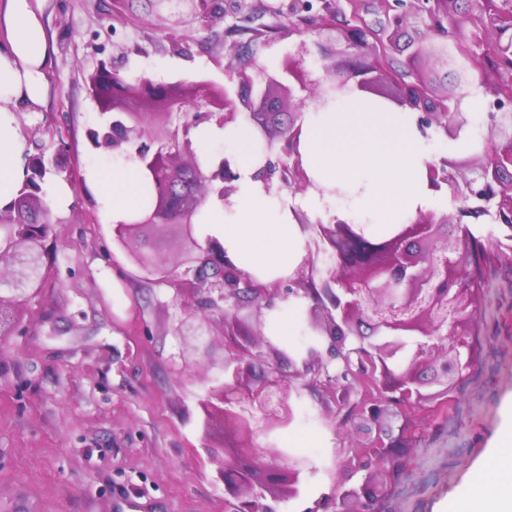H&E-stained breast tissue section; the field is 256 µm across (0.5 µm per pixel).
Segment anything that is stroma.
Listing matches in <instances>:
<instances>
[{
    "instance_id": "obj_1",
    "label": "stroma",
    "mask_w": 512,
    "mask_h": 512,
    "mask_svg": "<svg viewBox=\"0 0 512 512\" xmlns=\"http://www.w3.org/2000/svg\"><path fill=\"white\" fill-rule=\"evenodd\" d=\"M279 4L241 0L205 27L185 14L146 15L143 0H129L121 19L106 14L104 0H46L55 43L49 105L18 121L47 148L66 137L77 180L53 176L44 186L48 194L70 187L72 199L49 207L43 278L0 342V512H233L224 435L206 426L220 405L210 391L223 381L229 347L225 305H201L176 226L140 237L138 256L157 266L151 275L118 239L112 204L93 185L115 159L86 137L102 122L88 85L98 62L116 56L132 78L220 84L226 48L245 45L270 71L285 55L302 56L309 80L327 89L317 46L335 44L337 32L291 26ZM173 39L184 54L170 53ZM481 276L474 366L449 406L412 417L418 439L391 468L373 512H434L470 479L512 395V260H491ZM272 438L295 442L317 472L300 498L266 495L271 512H303L331 494L335 427L309 394Z\"/></svg>"
}]
</instances>
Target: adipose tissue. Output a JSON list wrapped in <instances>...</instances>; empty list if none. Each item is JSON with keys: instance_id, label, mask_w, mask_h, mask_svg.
I'll use <instances>...</instances> for the list:
<instances>
[{"instance_id": "obj_1", "label": "adipose tissue", "mask_w": 512, "mask_h": 512, "mask_svg": "<svg viewBox=\"0 0 512 512\" xmlns=\"http://www.w3.org/2000/svg\"><path fill=\"white\" fill-rule=\"evenodd\" d=\"M44 5L45 0H0V34L5 37L0 46V207L12 200L23 179V132L16 114L21 109L38 111L48 101L46 73L55 45L44 23ZM210 133L222 135L231 148L241 179L233 220L225 219L219 202L204 204V234L223 242L225 255L242 273L272 285L309 257L306 237L292 217L293 202L270 197L263 183L254 179L262 160L251 127H214ZM140 175L135 162L101 173L113 219L138 209ZM435 512H512V398L502 403L500 422L475 477L439 502Z\"/></svg>"}]
</instances>
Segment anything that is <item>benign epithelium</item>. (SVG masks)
<instances>
[{
	"mask_svg": "<svg viewBox=\"0 0 512 512\" xmlns=\"http://www.w3.org/2000/svg\"><path fill=\"white\" fill-rule=\"evenodd\" d=\"M154 11L184 7L204 24L224 18L223 0H147ZM386 25L377 31L368 26L358 8L352 6L350 22L337 19V11L327 0L323 13L302 17L315 29L340 32L341 47L321 49L324 66L334 91L346 87L351 76L359 77L355 88L361 92H381L386 83L397 88L393 100L417 112L421 132L431 128L456 139L470 125L469 113L461 107L462 96L451 88L438 89L433 82L413 71L421 58L440 65L438 49L443 38L431 39L420 32L409 33L410 18L423 4L439 5V14L453 29L465 19L454 16L456 0H378ZM373 39L367 51L356 48L363 34ZM406 36V60L394 55V37ZM404 69L406 79L396 76L395 66ZM250 64L240 63L229 70L227 81L217 86L208 81H156L146 76L131 79L110 61H99L89 80V93L101 115L102 131H90L96 148L136 160L152 177L153 201L149 209L117 223L128 246L136 244L146 228L162 229L169 224L181 228L184 241L196 245L194 219L212 195L230 205L238 191L240 174L227 157L201 165L192 130L214 121L224 125L243 119L250 122L268 144L283 141L287 158L298 154L302 123L294 120L282 128L269 116L305 100H295L294 86L308 92L307 98L321 101L315 87L307 84L302 60L287 57L282 71L268 74ZM507 75V83L485 88L496 111L484 117L487 136L481 153L466 157H441L426 165L431 186L446 187L448 196L465 206L459 216H488L498 229L494 237L497 252L502 240L512 241V66L497 69ZM24 179L13 200L0 209V225L20 224L37 211L47 212L42 186L50 175L73 178L74 166L65 145L48 154L41 148L25 150ZM473 168V177L464 174ZM280 171L288 188L301 191L310 181L299 161L283 162L281 168L267 161L258 176L268 179ZM308 233V246L315 252L336 255V267L326 277L315 278L314 261L308 272L288 279V287L277 282L269 288L243 276L224 255V245L216 238L200 248L196 271L199 277L222 280L220 299L232 301L224 310L225 336L234 341L235 353L224 358V385L220 398L223 410L212 416L209 426L224 429L236 445L224 449V490L234 502V512H269L258 499L264 493L294 499L300 496L305 474L314 472L301 460L290 458L273 441L254 443L257 424L270 432L293 419V395L302 389L321 399L336 397L345 411L336 423V463L345 462L348 477L366 471L359 485L347 487L336 481L333 493L314 502L305 512H370L376 496L375 476L395 463L398 451L415 441V436L393 423L401 415L417 409L422 402L447 398L474 365L470 336L478 314L477 297L482 282L468 268L477 264L478 237L469 225L457 223V232L442 231L451 216L434 210H418L408 224H395L390 234L376 239L364 225L335 217L324 224L311 223L302 213H294ZM42 235L15 243L11 255L0 254V267L9 270L14 287L0 289V338L10 335L16 324L15 312L24 285L39 264ZM286 292L310 299L308 324L310 344L296 357L288 358V374L282 372L284 353L266 341L262 333L250 335L243 329L239 312L250 307L261 312L274 298ZM371 330L377 341L365 344L362 327ZM414 349L408 367L397 369L396 360L408 344ZM435 385L434 393L424 389Z\"/></svg>",
	"mask_w": 512,
	"mask_h": 512,
	"instance_id": "benign-epithelium-1",
	"label": "benign epithelium"
}]
</instances>
